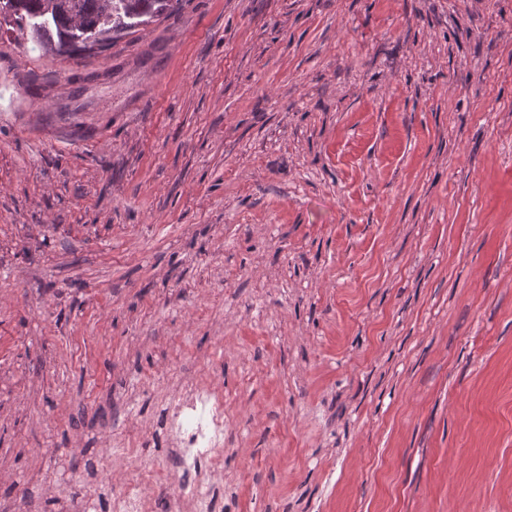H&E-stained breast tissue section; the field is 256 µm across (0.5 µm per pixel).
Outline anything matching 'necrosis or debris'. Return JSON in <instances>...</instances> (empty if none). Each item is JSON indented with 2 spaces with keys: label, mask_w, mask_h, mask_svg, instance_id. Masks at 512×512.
<instances>
[{
  "label": "necrosis or debris",
  "mask_w": 512,
  "mask_h": 512,
  "mask_svg": "<svg viewBox=\"0 0 512 512\" xmlns=\"http://www.w3.org/2000/svg\"><path fill=\"white\" fill-rule=\"evenodd\" d=\"M228 421L224 391L188 383L164 409L163 431L143 428L118 438L123 465L112 485L110 512H146L155 500L159 512H223L213 487L224 482V428ZM169 452L147 457L156 436Z\"/></svg>",
  "instance_id": "necrosis-or-debris-1"
}]
</instances>
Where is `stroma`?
<instances>
[{
    "mask_svg": "<svg viewBox=\"0 0 512 512\" xmlns=\"http://www.w3.org/2000/svg\"><path fill=\"white\" fill-rule=\"evenodd\" d=\"M180 360L224 512H512V0L0 30V508L107 512Z\"/></svg>",
    "mask_w": 512,
    "mask_h": 512,
    "instance_id": "1",
    "label": "stroma"
}]
</instances>
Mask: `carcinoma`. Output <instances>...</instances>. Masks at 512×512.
<instances>
[{
	"label": "carcinoma",
	"instance_id": "1",
	"mask_svg": "<svg viewBox=\"0 0 512 512\" xmlns=\"http://www.w3.org/2000/svg\"><path fill=\"white\" fill-rule=\"evenodd\" d=\"M181 0H0V23L14 40L32 39L69 52L106 47L112 38L178 8Z\"/></svg>",
	"mask_w": 512,
	"mask_h": 512
}]
</instances>
